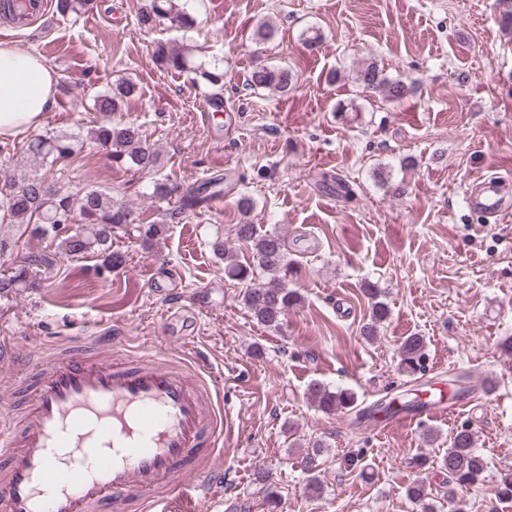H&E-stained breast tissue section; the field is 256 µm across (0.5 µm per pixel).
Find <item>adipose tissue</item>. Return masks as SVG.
<instances>
[{
	"label": "adipose tissue",
	"mask_w": 512,
	"mask_h": 512,
	"mask_svg": "<svg viewBox=\"0 0 512 512\" xmlns=\"http://www.w3.org/2000/svg\"><path fill=\"white\" fill-rule=\"evenodd\" d=\"M57 77L36 55L0 41V135L38 126L53 104Z\"/></svg>",
	"instance_id": "adipose-tissue-1"
}]
</instances>
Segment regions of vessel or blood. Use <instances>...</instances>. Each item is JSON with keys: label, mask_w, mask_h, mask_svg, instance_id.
<instances>
[{"label": "vessel or blood", "mask_w": 512, "mask_h": 512, "mask_svg": "<svg viewBox=\"0 0 512 512\" xmlns=\"http://www.w3.org/2000/svg\"><path fill=\"white\" fill-rule=\"evenodd\" d=\"M467 201L497 219L512 214L496 179L470 185ZM37 390L22 430L0 421V512H171L170 488L220 455L222 394L160 351L129 364L66 351ZM471 404L428 401L395 409L388 422L413 427Z\"/></svg>", "instance_id": "1"}]
</instances>
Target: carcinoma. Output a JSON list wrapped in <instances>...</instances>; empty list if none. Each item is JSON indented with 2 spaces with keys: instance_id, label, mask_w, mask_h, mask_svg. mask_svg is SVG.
Returning a JSON list of instances; mask_svg holds the SVG:
<instances>
[{
  "instance_id": "1",
  "label": "carcinoma",
  "mask_w": 512,
  "mask_h": 512,
  "mask_svg": "<svg viewBox=\"0 0 512 512\" xmlns=\"http://www.w3.org/2000/svg\"><path fill=\"white\" fill-rule=\"evenodd\" d=\"M94 0H55L56 12L61 16L78 15L93 8ZM32 14L31 0H0V15L6 19H25ZM168 21L180 29L194 27L196 19L184 11L176 0H150L149 5L136 17L138 28L149 33ZM153 60L164 68L192 76L195 85L208 88L207 101L215 108L222 104L224 91V67L218 61L198 63L194 50L183 46L174 47L157 41L152 48ZM354 82L364 93H380L385 101L396 103L407 96L409 86L402 80L391 79L375 64L358 68ZM249 87L253 90L268 89L286 94L293 89V76L286 68L261 67L252 71ZM137 83L125 77L112 85V90L94 97L95 110L107 120L87 133L90 143L106 150L112 162L128 166L141 172H152L158 165V153L143 139L140 126L117 117L122 107L138 96ZM29 154L41 164L53 167L77 155L78 137L53 131H45L29 137ZM215 182L209 181L181 195V208L192 209L212 197L210 189ZM0 219L31 229V234L52 237L59 241L58 255L61 258L81 257L97 253L102 257L101 269L110 273L126 263L125 255L112 250V238L122 232H138V236L149 242L162 232L161 224H137L134 211L111 194L98 188L74 189L62 177L49 181L33 173L12 172L0 184ZM71 225L65 229L58 227ZM240 239L251 244L252 264L232 262L226 255L224 243H216V251L231 261L230 270L240 281H252L258 269L273 275L267 284H254L245 289L244 304L255 318L269 328H277L288 310L301 302L300 293L288 287L291 263L287 260V248L283 237L277 232H262L254 224H240L237 228ZM54 264V258L31 253L13 264L10 271L0 274V301L8 300L19 292L35 286L42 269ZM373 299L369 321L362 327L365 339L373 340L377 328L389 316L387 303L379 300L378 288L365 289ZM400 366L403 372L415 374L423 371L424 343L420 336H408L400 347ZM309 395L315 406L325 412L334 413L356 408V398L348 389L330 387L315 382L309 387ZM439 469L448 475L449 481L461 488L474 486L482 480L487 462L476 448L475 434L466 427L456 431L450 438L446 453L438 462ZM407 496L419 504L423 512H435L427 501L424 481L417 480L407 489Z\"/></svg>"
}]
</instances>
